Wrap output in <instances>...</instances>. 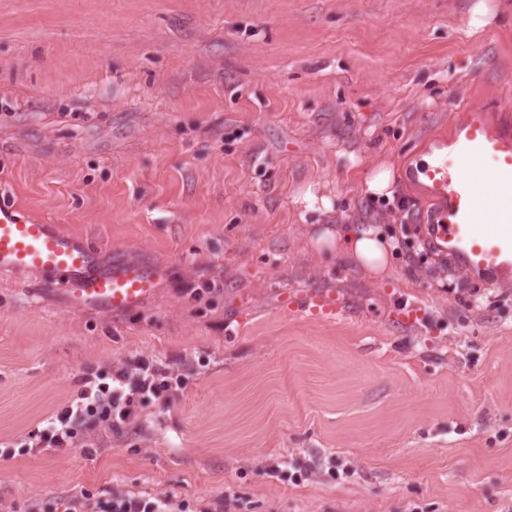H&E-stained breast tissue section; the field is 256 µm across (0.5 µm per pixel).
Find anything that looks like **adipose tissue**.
Wrapping results in <instances>:
<instances>
[{
  "mask_svg": "<svg viewBox=\"0 0 512 512\" xmlns=\"http://www.w3.org/2000/svg\"><path fill=\"white\" fill-rule=\"evenodd\" d=\"M317 249L336 252L353 266L374 277H381L389 265L393 240L387 239L378 229L352 225L333 230L322 229L314 237Z\"/></svg>",
  "mask_w": 512,
  "mask_h": 512,
  "instance_id": "adipose-tissue-1",
  "label": "adipose tissue"
}]
</instances>
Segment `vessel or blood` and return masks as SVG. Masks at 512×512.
I'll use <instances>...</instances> for the list:
<instances>
[{
	"label": "vessel or blood",
	"mask_w": 512,
	"mask_h": 512,
	"mask_svg": "<svg viewBox=\"0 0 512 512\" xmlns=\"http://www.w3.org/2000/svg\"><path fill=\"white\" fill-rule=\"evenodd\" d=\"M408 175L433 203L428 242L466 268L487 275L512 272V128L489 130L480 107L470 108L450 134L434 138ZM30 271L40 288L63 289L69 306L126 312L153 296L166 267L118 258L101 264L85 238L0 201V272ZM291 311L336 317L332 292L296 293Z\"/></svg>",
	"instance_id": "vessel-or-blood-1"
}]
</instances>
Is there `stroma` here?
Instances as JSON below:
<instances>
[{"label":"stroma","instance_id":"1","mask_svg":"<svg viewBox=\"0 0 512 512\" xmlns=\"http://www.w3.org/2000/svg\"><path fill=\"white\" fill-rule=\"evenodd\" d=\"M0 0V193L168 268L113 314L0 274V512L166 494L190 512H512V280L422 244L410 157L512 114V0ZM392 172L405 209L367 195ZM316 183L330 215L300 219ZM394 237L378 281L313 224ZM345 312H292L297 291ZM412 322H402L407 309ZM184 386L81 447L25 451L80 380ZM394 186L391 171L387 168L375 170L364 182L367 194L385 196L386 198H391L395 194Z\"/></svg>","mask_w":512,"mask_h":512}]
</instances>
